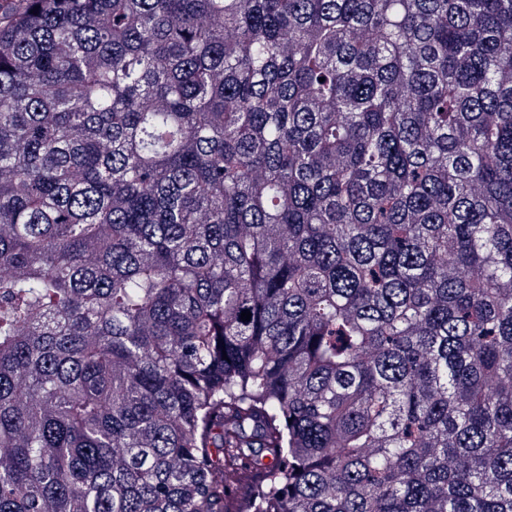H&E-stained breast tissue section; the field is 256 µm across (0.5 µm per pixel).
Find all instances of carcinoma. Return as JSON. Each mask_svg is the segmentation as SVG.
<instances>
[{"mask_svg": "<svg viewBox=\"0 0 512 512\" xmlns=\"http://www.w3.org/2000/svg\"><path fill=\"white\" fill-rule=\"evenodd\" d=\"M0 512H512V0L0 16Z\"/></svg>", "mask_w": 512, "mask_h": 512, "instance_id": "cac0c4a2", "label": "carcinoma"}]
</instances>
